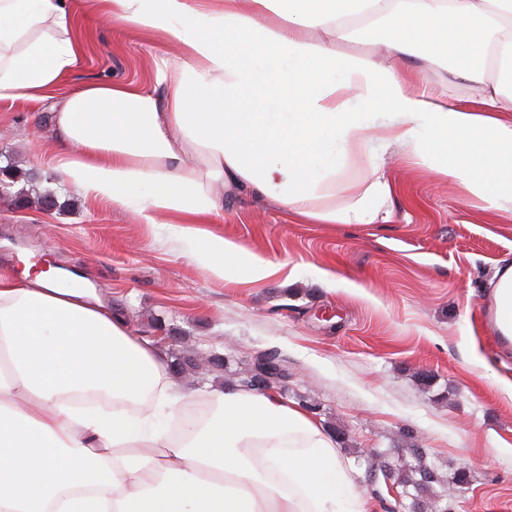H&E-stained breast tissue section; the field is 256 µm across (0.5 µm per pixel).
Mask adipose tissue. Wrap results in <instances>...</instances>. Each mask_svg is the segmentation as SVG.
Returning a JSON list of instances; mask_svg holds the SVG:
<instances>
[{
    "instance_id": "ef3b65f1",
    "label": "adipose tissue",
    "mask_w": 512,
    "mask_h": 512,
    "mask_svg": "<svg viewBox=\"0 0 512 512\" xmlns=\"http://www.w3.org/2000/svg\"><path fill=\"white\" fill-rule=\"evenodd\" d=\"M106 23L159 33L166 102L89 83L55 119L53 167L84 198L170 217L216 278L262 281L273 264L201 227L224 193L268 195L316 224H370L392 188L381 138L415 165L512 213V0H91ZM381 55L341 53L352 18ZM68 0H0V104L38 103L79 62ZM480 87L449 105L401 66ZM366 111H359L358 103ZM344 204H337V197ZM512 342V266L485 297ZM111 400V410L82 404ZM164 356L55 269L0 272V512H366L333 438L276 391L228 387L201 428L161 427L174 403Z\"/></svg>"
}]
</instances>
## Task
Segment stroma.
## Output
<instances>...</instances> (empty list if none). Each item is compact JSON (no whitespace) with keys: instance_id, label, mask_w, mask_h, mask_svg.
Returning <instances> with one entry per match:
<instances>
[{"instance_id":"obj_1","label":"stroma","mask_w":512,"mask_h":512,"mask_svg":"<svg viewBox=\"0 0 512 512\" xmlns=\"http://www.w3.org/2000/svg\"><path fill=\"white\" fill-rule=\"evenodd\" d=\"M70 4L82 50L74 71L47 101L0 105V166L20 172L0 195V269L24 252L86 278L135 336L164 345L184 408L236 384L258 353L277 352L284 399L319 401L367 512H397L398 497L369 481L366 456L414 443L444 477L465 471L451 512H512V351L483 304L485 284L512 263V215L391 151L386 221L303 224L271 197H225L207 232L276 271L259 282L234 271L216 279L192 259L194 242L85 199L54 171V112L65 95L91 82L168 94L153 64L164 49L158 34L98 21L84 0ZM33 186L54 192L59 208L17 207ZM312 265L343 285L316 280ZM213 355L223 371L193 368ZM423 368L431 385L416 376Z\"/></svg>"}]
</instances>
